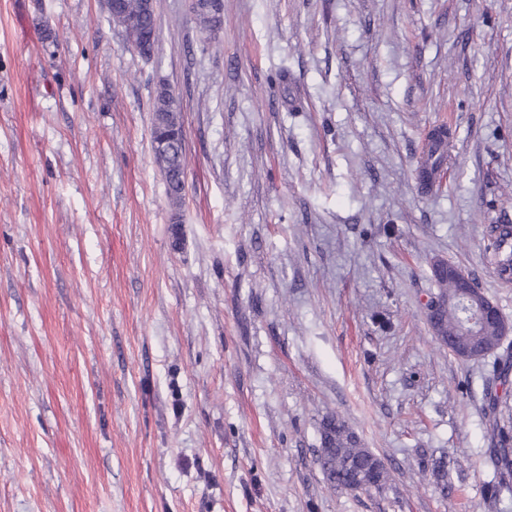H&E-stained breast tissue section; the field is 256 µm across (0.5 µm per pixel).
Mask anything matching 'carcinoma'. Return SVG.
Here are the masks:
<instances>
[{
    "label": "carcinoma",
    "instance_id": "1",
    "mask_svg": "<svg viewBox=\"0 0 512 512\" xmlns=\"http://www.w3.org/2000/svg\"><path fill=\"white\" fill-rule=\"evenodd\" d=\"M109 22L120 30L128 43H139L146 32L156 30V18L144 10V0H123L122 10L109 14ZM155 118L171 124L179 122L176 97L165 91H159L154 103ZM445 143L436 145L427 157L423 167V183L429 187L435 171L444 156ZM167 166L173 172L166 186L167 196L171 203L178 205L182 202L185 186L179 174L185 172V151L179 145L172 146L167 156ZM485 253L490 264L494 266L498 276L509 281L512 279V225L495 224L487 235ZM439 293L438 306L427 313L428 320L435 321L439 339L448 346L453 354L470 355L477 351L494 352L500 348L503 336L497 324H488L481 328V335L466 336L461 333V327L468 318V309L464 305L446 306L443 299L455 293V282L451 278L437 279ZM512 371V353L504 350L503 354L494 361V372L502 383L508 382L509 372ZM487 434L492 448L488 449L487 462L493 468L495 480L486 485L487 493L499 498L512 493V447L509 446L508 435L492 421L487 428ZM321 447L325 452L321 458V469L328 480L338 488L345 490L353 488L355 475L358 471L380 468L378 479L374 481L375 490L380 492L386 486L388 472L380 464V458L370 449L363 446L356 432L348 424L336 417L323 422L321 432Z\"/></svg>",
    "mask_w": 512,
    "mask_h": 512
}]
</instances>
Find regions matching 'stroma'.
<instances>
[{"mask_svg":"<svg viewBox=\"0 0 512 512\" xmlns=\"http://www.w3.org/2000/svg\"><path fill=\"white\" fill-rule=\"evenodd\" d=\"M155 11L145 60L103 0H0V512H512L484 491L493 359L427 318L447 262L512 324L484 258L512 224V0ZM332 417L382 491L326 481ZM167 90L169 92L171 91L168 88ZM169 92L160 90L157 93L154 103L155 120L161 119L173 125L176 123L181 124L178 119L179 110L176 97L173 95V93ZM153 150L156 164L159 169L164 164L167 150L172 142H180L181 131L178 126H170L161 121H156L153 127ZM167 166L171 172H174L172 178L167 179V196L172 204L179 205L185 193V185H182V181L178 175L185 173L186 159L185 151L178 144L172 145V150L167 156Z\"/></svg>","mask_w":512,"mask_h":512,"instance_id":"stroma-1","label":"stroma"}]
</instances>
